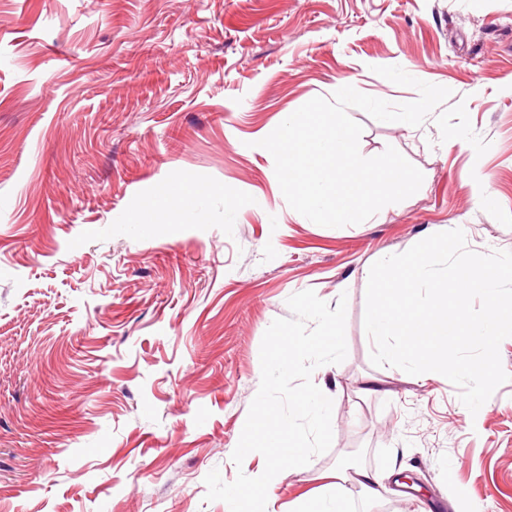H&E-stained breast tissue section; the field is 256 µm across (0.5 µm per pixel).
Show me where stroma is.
<instances>
[{"label":"stroma","mask_w":512,"mask_h":512,"mask_svg":"<svg viewBox=\"0 0 512 512\" xmlns=\"http://www.w3.org/2000/svg\"><path fill=\"white\" fill-rule=\"evenodd\" d=\"M452 95L417 127L351 107L363 156L396 148L409 198L340 228L285 201L257 142L344 86L393 104ZM204 222L133 225L157 190ZM462 229L512 251V0H0V512H224L206 501L288 298L347 300V356L312 379L333 442L271 484L294 512L359 464L389 487L355 512H512L511 379L477 413L443 375L372 365L365 269ZM204 192L174 187L161 194V210L173 223L200 222L205 217Z\"/></svg>","instance_id":"obj_1"}]
</instances>
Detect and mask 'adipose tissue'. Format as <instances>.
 I'll return each instance as SVG.
<instances>
[{
	"label": "adipose tissue",
	"instance_id": "ef3b65f1",
	"mask_svg": "<svg viewBox=\"0 0 512 512\" xmlns=\"http://www.w3.org/2000/svg\"><path fill=\"white\" fill-rule=\"evenodd\" d=\"M203 197L200 191L187 192L179 187L168 189L161 195L160 209L144 211L136 216L135 221L152 224L163 215L175 223L202 221L205 217ZM384 480V475L362 467L337 471L325 495L299 502L296 512H349L354 494H362L367 499L381 497L385 488Z\"/></svg>",
	"mask_w": 512,
	"mask_h": 512
}]
</instances>
